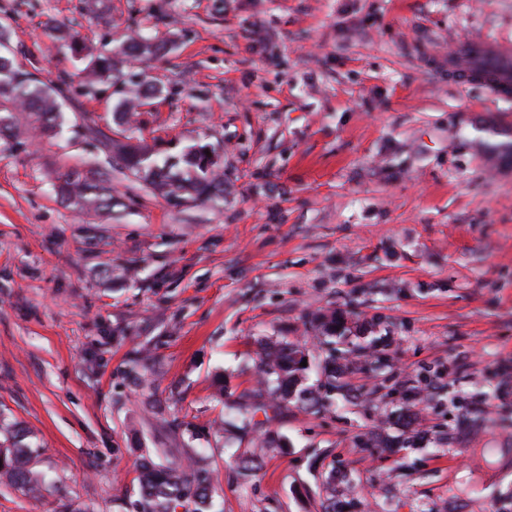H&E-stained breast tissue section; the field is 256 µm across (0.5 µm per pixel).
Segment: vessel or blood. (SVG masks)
<instances>
[{
    "mask_svg": "<svg viewBox=\"0 0 512 512\" xmlns=\"http://www.w3.org/2000/svg\"><path fill=\"white\" fill-rule=\"evenodd\" d=\"M448 70L457 78L486 85L494 97L512 96V44L483 37L459 41L448 59Z\"/></svg>",
    "mask_w": 512,
    "mask_h": 512,
    "instance_id": "b4317fda",
    "label": "vessel or blood"
}]
</instances>
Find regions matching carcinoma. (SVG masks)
Segmentation results:
<instances>
[{
  "mask_svg": "<svg viewBox=\"0 0 512 512\" xmlns=\"http://www.w3.org/2000/svg\"><path fill=\"white\" fill-rule=\"evenodd\" d=\"M49 36L83 56L85 82L93 86L114 77L120 67L128 62L155 55L160 47L150 43L140 34H128L119 46L105 49L79 43L73 29L51 25ZM69 78L58 80L47 87L31 71L16 63L9 53H0V142H19L33 131L53 137L65 123L59 103ZM129 95L116 106L114 117L119 126L131 124L137 107L146 100L162 93L159 86L139 78L129 79ZM86 136L97 142V149L106 157L122 161L120 169L154 194L168 200L204 202L224 197V175L218 170L207 169L201 163L202 147L190 145L177 153L161 152L143 141L118 142L90 126H85ZM54 190L69 207L78 211L110 213L118 205L112 196L110 173L103 169H73L57 178ZM306 350L300 344L275 341L261 345L259 372L267 403L256 407L264 411L267 404L293 397L304 398L299 389L306 371L301 365ZM129 375L140 385H151L148 380V356L139 351L130 359ZM21 431L12 435V443H0V482L22 487L30 492L38 489L39 474L29 467L30 447L19 446ZM138 495L137 512H176L187 503L194 504V512H211L210 505L216 489L205 472L179 469L154 462L146 457L138 464L136 476Z\"/></svg>",
  "mask_w": 512,
  "mask_h": 512,
  "instance_id": "carcinoma-1",
  "label": "carcinoma"
}]
</instances>
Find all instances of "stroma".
<instances>
[{"instance_id":"stroma-1","label":"stroma","mask_w":512,"mask_h":512,"mask_svg":"<svg viewBox=\"0 0 512 512\" xmlns=\"http://www.w3.org/2000/svg\"><path fill=\"white\" fill-rule=\"evenodd\" d=\"M0 0L8 48L63 93L69 132L0 143V441L23 428L39 495L0 512H134L142 454L212 470L216 512H512V98L448 77L462 38L512 42V0ZM80 39L133 30L163 55L133 136L217 155L224 197L177 204L112 174L111 216L53 191L105 165L126 91L86 89ZM336 313L368 362L336 354L312 413L257 425L262 340L305 344ZM148 348L155 391L128 376ZM274 433L262 465L239 449Z\"/></svg>"}]
</instances>
